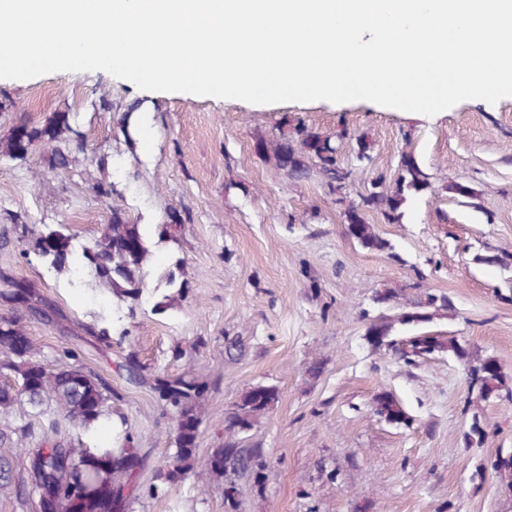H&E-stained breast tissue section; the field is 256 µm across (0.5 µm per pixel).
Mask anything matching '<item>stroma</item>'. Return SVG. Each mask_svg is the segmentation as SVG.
Instances as JSON below:
<instances>
[{"instance_id": "35a3bbf8", "label": "stroma", "mask_w": 512, "mask_h": 512, "mask_svg": "<svg viewBox=\"0 0 512 512\" xmlns=\"http://www.w3.org/2000/svg\"><path fill=\"white\" fill-rule=\"evenodd\" d=\"M60 112L73 129L59 144L70 167L55 168L41 141L25 158L0 156V282L23 283L55 308L53 321L20 320L36 360L100 377L108 408L147 452L131 512H512V476L497 467L512 457V401L481 399L453 356L409 361L367 339L380 315L445 295L452 312L397 326V335L455 338L512 379V97L426 116L366 100L256 105L149 92L104 72L0 79V140ZM300 128L335 137L340 165L356 174L346 199L328 194L319 173L294 182L263 156L262 142ZM405 152L431 187L410 196L399 222L366 211L390 247L365 249L344 211L374 180L395 185ZM102 161L112 182L105 198L93 187ZM455 183L472 197L455 196ZM116 208L150 237L167 234L158 259L178 265L182 293L165 311L154 309L156 277L148 297L120 310L110 293L57 274L28 248L43 225L65 224L81 251ZM494 254L506 265L484 263ZM387 288L404 295L375 303ZM136 369L207 385L194 469L169 488L152 484L175 448L174 411ZM256 385L274 387L277 399L239 440L263 448L265 485L259 492L239 477L231 506L206 463L228 439L233 405ZM383 393L401 402L408 424L376 412ZM55 414L52 404L0 411V459L12 467L0 512H27L20 446L49 435L77 442L78 429H51Z\"/></svg>"}]
</instances>
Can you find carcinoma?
I'll list each match as a JSON object with an SVG mask.
<instances>
[{"instance_id":"carcinoma-1","label":"carcinoma","mask_w":512,"mask_h":512,"mask_svg":"<svg viewBox=\"0 0 512 512\" xmlns=\"http://www.w3.org/2000/svg\"><path fill=\"white\" fill-rule=\"evenodd\" d=\"M72 131L66 116L51 120L43 132H35L37 138L56 141ZM261 151L273 157L276 165L292 179H305L313 168L322 174L327 189L331 193L348 190L353 181V171L339 165L338 146L328 135L314 132L302 134L300 143L295 145L288 138L272 144H262ZM401 175L394 187H387L381 181L372 183L367 194L352 201L348 210L358 208L381 209L391 222L402 216L408 193H419L429 188L428 175L416 164L400 163ZM112 223L106 225L94 237L82 255L57 253V256L44 255L45 242L54 236L57 240L73 238L65 224L45 227L33 236L30 248L43 256L56 272L74 277L87 273L89 285L112 294L116 304L133 306L138 304L148 290V276L156 269V244L152 243L138 224L130 223L119 210L112 212ZM354 239L364 248L383 250L387 242L377 233L375 226L361 218L356 223ZM158 281L171 288L155 302L154 308L162 311L181 290H172L176 273L166 270L158 276ZM0 299L10 307L23 306L29 313L42 316L50 305L39 294L28 291L26 297L10 290L0 291ZM413 306L433 307L437 312L452 308L450 299L433 294L413 303ZM407 322L404 314L382 315L370 324L368 333L389 336L395 323ZM24 336L19 321L14 316H0V352L6 360L0 363L14 373L17 385L5 384L0 387V408H8L23 399L36 408L48 401L57 407L59 420L80 430L85 441L79 446L64 445L59 442L44 443L38 448L22 449V465L26 473L25 496L33 512H126L132 498L134 472L142 469L147 462V454L126 444L112 446L110 443H95L94 431L98 425L112 420L105 410L109 388L82 368L61 364L47 372L34 365L33 348L20 352L16 342ZM435 352H451L464 361L470 386L479 390L483 399L492 396L509 398L512 386L506 377L498 373L486 372V365L496 362L487 357L477 364L467 360L468 354L456 340L444 336H424L422 340H405L406 358L431 355ZM136 378L150 385L159 397L175 409L180 419L174 443L176 451L166 458L153 473V479L163 485H175L193 468L196 459L197 436L200 414L206 385L195 376L175 378L155 376L147 378L136 374ZM276 400V391L270 386L258 385L244 392L230 412L225 430L233 435L249 431L255 420L264 414ZM377 411L388 420L406 421L401 406L391 397L382 395L376 399ZM267 462L263 449L240 447L227 443L216 448L211 454V464L207 472L224 479V488H235V478L247 474L253 479L257 490H263Z\"/></svg>"}]
</instances>
